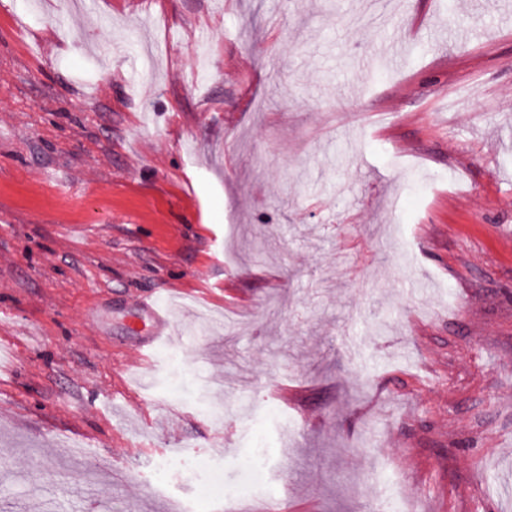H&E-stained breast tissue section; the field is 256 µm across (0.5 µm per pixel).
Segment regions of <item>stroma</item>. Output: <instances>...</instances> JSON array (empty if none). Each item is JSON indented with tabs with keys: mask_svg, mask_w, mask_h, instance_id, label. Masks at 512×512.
I'll use <instances>...</instances> for the list:
<instances>
[{
	"mask_svg": "<svg viewBox=\"0 0 512 512\" xmlns=\"http://www.w3.org/2000/svg\"><path fill=\"white\" fill-rule=\"evenodd\" d=\"M71 7L0 0V512H512V0ZM146 306L150 312L152 322L159 330L158 335L152 337V345L155 346L161 342H169L171 339V332H169L171 321L169 315L162 310L154 300Z\"/></svg>",
	"mask_w": 512,
	"mask_h": 512,
	"instance_id": "obj_1",
	"label": "stroma"
}]
</instances>
